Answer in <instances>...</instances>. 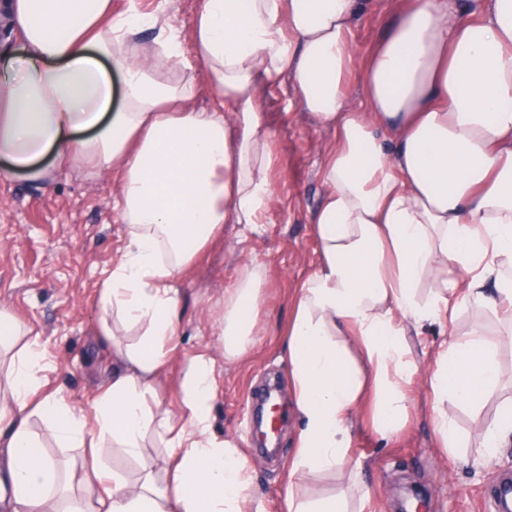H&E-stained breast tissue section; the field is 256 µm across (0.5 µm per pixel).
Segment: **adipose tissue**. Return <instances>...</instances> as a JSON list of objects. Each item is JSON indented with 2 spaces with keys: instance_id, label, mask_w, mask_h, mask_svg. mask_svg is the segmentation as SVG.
Wrapping results in <instances>:
<instances>
[{
  "instance_id": "ef3b65f1",
  "label": "adipose tissue",
  "mask_w": 512,
  "mask_h": 512,
  "mask_svg": "<svg viewBox=\"0 0 512 512\" xmlns=\"http://www.w3.org/2000/svg\"><path fill=\"white\" fill-rule=\"evenodd\" d=\"M474 3L405 0L361 69L355 108L358 0H203L189 54L162 9L116 17L112 0H6L23 52L7 57L0 81V158L35 181L50 154L118 170L115 206L129 226L99 317L120 370L91 414L55 395L31 404L40 358L0 307V351L19 347L0 372L9 512H244L251 502L245 458L211 433V362L190 357L181 419L158 414L153 394L178 329L173 281L225 225L262 223L270 206L262 81L287 76L299 106L334 135L313 225L319 261L288 321L300 421L291 473L344 467L364 406L387 417L382 438L407 423L419 367L406 339L425 325L447 326L472 306L512 327V0ZM199 68L219 102L211 112L190 105ZM263 287L246 266L225 289V355L249 352ZM111 310L141 329L136 346L117 343ZM500 334L479 317L433 352L430 415L445 447L456 445L449 402L477 403L500 380ZM34 415L56 443L86 452L66 476L30 432ZM151 432L167 440L172 478L156 480L143 454ZM107 440L138 460V480L101 464Z\"/></svg>"
}]
</instances>
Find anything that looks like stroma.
<instances>
[{"label":"stroma","instance_id":"35a3bbf8","mask_svg":"<svg viewBox=\"0 0 512 512\" xmlns=\"http://www.w3.org/2000/svg\"><path fill=\"white\" fill-rule=\"evenodd\" d=\"M399 12L400 0H365L351 29L355 67H362ZM262 96L276 132L273 200L264 223L226 225L223 242L175 281L180 325L161 371L160 400L180 416L188 358L214 360L213 432L245 454L260 512H286L289 484L309 508L335 497L347 512H395L399 487L413 484L425 486L428 512H489L495 486L512 479V446L483 456L464 445L441 448L429 416L431 390L422 381L413 386L411 418L395 439H382L371 415H358L345 469L289 477L300 424L288 385L286 327L294 289L318 262L312 225L324 193L321 163L333 135L303 113L287 77L264 84ZM48 164L46 181L0 177V306L31 331L42 365L41 394L58 393L88 413L116 368L111 347L97 334L99 284L124 248L128 226L114 208L118 186L111 171L93 175L53 158ZM247 263L265 273L257 336L247 357L228 359L219 322L224 288ZM474 314L462 308L447 335L428 326L409 337L421 369H428L442 340L458 339ZM498 359L501 383L480 406L448 407L462 442L491 425L512 398V343L502 342ZM269 383L279 386L289 410L272 457L257 449L253 423L254 395Z\"/></svg>","mask_w":512,"mask_h":512}]
</instances>
